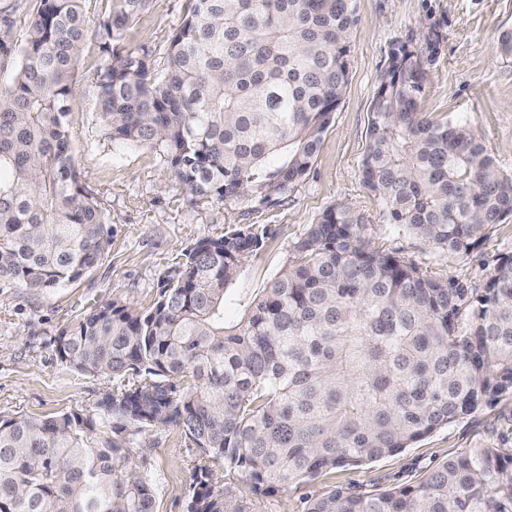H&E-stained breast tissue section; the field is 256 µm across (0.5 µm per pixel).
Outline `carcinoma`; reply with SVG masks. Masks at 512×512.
<instances>
[{"label": "carcinoma", "mask_w": 512, "mask_h": 512, "mask_svg": "<svg viewBox=\"0 0 512 512\" xmlns=\"http://www.w3.org/2000/svg\"><path fill=\"white\" fill-rule=\"evenodd\" d=\"M150 0H34L23 43L0 38V283L73 284L107 255V210L81 181L67 105L87 39L98 43L104 137L167 162L191 201L271 200L307 173L344 98L357 0H188L162 67L123 47ZM417 54L391 52L371 105L362 181L398 230L467 255L512 220V173L465 124L420 111ZM245 225L199 239L147 310L108 302L62 327L60 360L134 381L93 411L0 419V512H156L133 436L177 425L198 451L186 512H247L209 481L243 471L271 494L396 455L512 398V255L470 288L374 245L331 206L292 259L224 320ZM303 512H512V448H467L413 483L334 488Z\"/></svg>", "instance_id": "1"}]
</instances>
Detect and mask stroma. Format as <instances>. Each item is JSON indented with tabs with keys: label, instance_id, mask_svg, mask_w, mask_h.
Returning <instances> with one entry per match:
<instances>
[{
	"label": "stroma",
	"instance_id": "1",
	"mask_svg": "<svg viewBox=\"0 0 512 512\" xmlns=\"http://www.w3.org/2000/svg\"><path fill=\"white\" fill-rule=\"evenodd\" d=\"M357 6L344 99L307 174L286 194L267 202L249 198L190 203L169 177L163 157L104 139L94 110L101 54L95 40L86 41L68 100L71 138L83 183L110 215L112 246L91 273L68 286L33 294L0 285V419L93 410L118 382L62 363L55 353L58 328L113 300L150 307L161 281L173 275L184 253L206 236L220 237L241 225L268 233L262 248L245 260L224 304L229 322L236 321L243 302L288 263L307 225L341 203L363 216L374 245L472 288L482 286L496 258L512 255V221L495 227L464 257L399 233L386 224L361 178L371 102L397 44L417 53L424 64L421 111L466 123L500 166L512 172V56L501 50L502 34L512 31V0H358ZM187 10V0H150L141 21L125 32L124 44L148 50L155 64H162L168 37ZM503 446L512 448V398L448 424L399 454L281 488L271 496L256 491L245 473L227 472L219 465L211 479L227 498L246 502L251 512H302L304 497L333 486L389 489L424 476L464 449ZM134 454L150 464L158 512H185L197 450L184 431L171 425L136 436Z\"/></svg>",
	"mask_w": 512,
	"mask_h": 512
}]
</instances>
